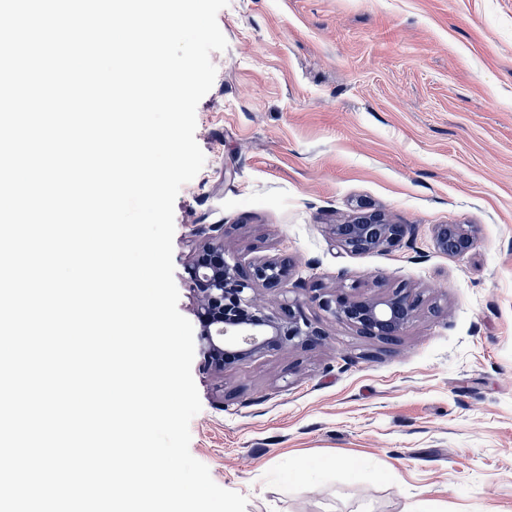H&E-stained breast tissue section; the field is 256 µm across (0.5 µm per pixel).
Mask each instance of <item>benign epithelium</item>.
Returning <instances> with one entry per match:
<instances>
[{
	"instance_id": "7a95c632",
	"label": "benign epithelium",
	"mask_w": 512,
	"mask_h": 512,
	"mask_svg": "<svg viewBox=\"0 0 512 512\" xmlns=\"http://www.w3.org/2000/svg\"><path fill=\"white\" fill-rule=\"evenodd\" d=\"M413 233L409 224H395L376 209L361 207L332 225L335 242L354 251L392 248ZM196 244L186 266L187 284L195 301L200 366L217 374L224 367L254 355L285 348L312 349L326 341L324 330L306 319L302 303L286 300L276 315L266 313L256 287L280 291L291 264L269 259L245 269L230 263L221 224L194 226ZM434 239L439 251L463 256L474 242V229L464 224H438ZM337 322H346L371 338L392 340L403 334L420 308L419 296L397 291L389 296L352 297L339 288L322 301Z\"/></svg>"
}]
</instances>
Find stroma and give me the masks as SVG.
I'll return each mask as SVG.
<instances>
[{
    "label": "stroma",
    "instance_id": "35a3bbf8",
    "mask_svg": "<svg viewBox=\"0 0 512 512\" xmlns=\"http://www.w3.org/2000/svg\"><path fill=\"white\" fill-rule=\"evenodd\" d=\"M227 47L196 109L205 155L174 204L178 310L196 224L235 261L288 258V295L328 341L216 375L193 365L190 452L246 512H512V0H230ZM414 233L338 247L359 207ZM438 224H473L461 258ZM321 296L407 287L417 317L386 345Z\"/></svg>",
    "mask_w": 512,
    "mask_h": 512
}]
</instances>
